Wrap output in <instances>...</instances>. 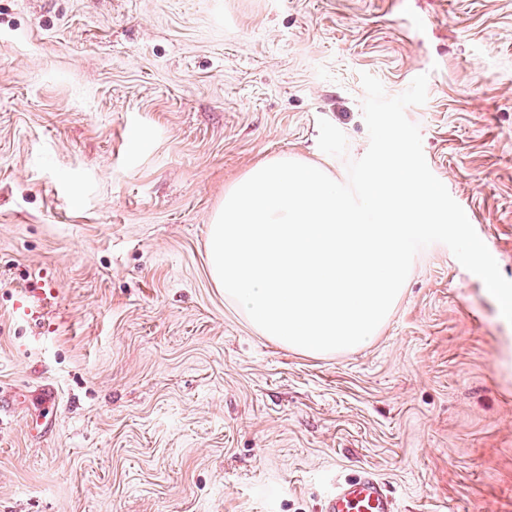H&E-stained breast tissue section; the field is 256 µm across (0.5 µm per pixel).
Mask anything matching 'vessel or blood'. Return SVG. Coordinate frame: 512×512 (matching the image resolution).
Here are the masks:
<instances>
[{
    "label": "vessel or blood",
    "mask_w": 512,
    "mask_h": 512,
    "mask_svg": "<svg viewBox=\"0 0 512 512\" xmlns=\"http://www.w3.org/2000/svg\"><path fill=\"white\" fill-rule=\"evenodd\" d=\"M45 294L39 283L26 284L16 305L19 314L28 316ZM323 512H396L395 500L383 480L370 469L339 480L325 499Z\"/></svg>",
    "instance_id": "1"
}]
</instances>
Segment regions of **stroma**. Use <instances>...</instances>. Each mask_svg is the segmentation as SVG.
<instances>
[{"label": "stroma", "mask_w": 512, "mask_h": 512, "mask_svg": "<svg viewBox=\"0 0 512 512\" xmlns=\"http://www.w3.org/2000/svg\"><path fill=\"white\" fill-rule=\"evenodd\" d=\"M364 72L427 75L405 114L512 280V0H0V512H323L365 468L398 512H512V323L447 246L343 353L212 281L254 164L346 182ZM40 285L38 282L27 283L19 290L20 300L16 305V311L19 314L25 316L33 314L34 304L40 303L45 294V289Z\"/></svg>", "instance_id": "35a3bbf8"}]
</instances>
